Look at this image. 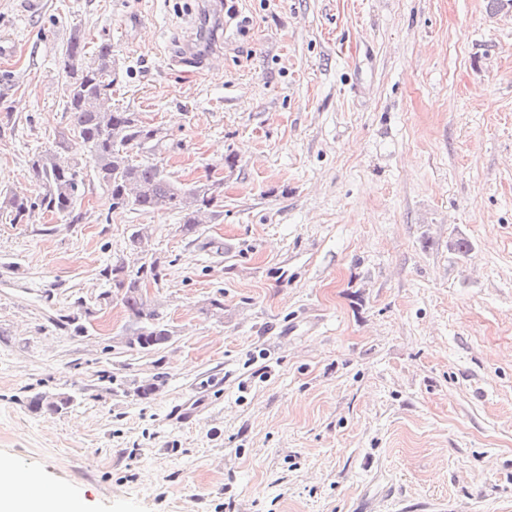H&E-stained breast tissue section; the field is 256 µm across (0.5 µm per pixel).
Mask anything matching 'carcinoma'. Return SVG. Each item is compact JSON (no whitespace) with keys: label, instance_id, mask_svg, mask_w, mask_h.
Segmentation results:
<instances>
[{"label":"carcinoma","instance_id":"1","mask_svg":"<svg viewBox=\"0 0 512 512\" xmlns=\"http://www.w3.org/2000/svg\"><path fill=\"white\" fill-rule=\"evenodd\" d=\"M62 74L69 81L65 105L68 124L60 132L53 149L34 155L29 164L35 193H12L0 199V219L25 224L36 212L60 218L71 215L77 200L85 193L84 175L77 153L86 151L92 162V177L106 194L114 210L130 209L142 214L174 211L181 216L183 230L197 231L201 217L217 207L223 182L206 177L191 184L173 179L163 167L132 156L135 149H152L158 129L143 122L137 112L112 106V43L101 40L88 52L76 30L62 53ZM157 262H144L137 269L115 265L103 270L116 289L115 299L137 324V340L130 347L151 351L168 343L171 330L157 307L144 295L148 280L158 281ZM73 403L62 395L56 405L41 403L34 396L35 411L58 413Z\"/></svg>","mask_w":512,"mask_h":512}]
</instances>
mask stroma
<instances>
[{
	"mask_svg": "<svg viewBox=\"0 0 512 512\" xmlns=\"http://www.w3.org/2000/svg\"><path fill=\"white\" fill-rule=\"evenodd\" d=\"M235 6L207 69L200 0H0V197L68 122L76 30L111 38L150 159L224 182L190 234L93 181L75 222L0 223V455L86 512H512V6ZM143 228L149 352L102 275Z\"/></svg>",
	"mask_w": 512,
	"mask_h": 512,
	"instance_id": "1",
	"label": "stroma"
}]
</instances>
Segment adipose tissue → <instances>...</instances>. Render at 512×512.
<instances>
[{
    "label": "adipose tissue",
    "mask_w": 512,
    "mask_h": 512,
    "mask_svg": "<svg viewBox=\"0 0 512 512\" xmlns=\"http://www.w3.org/2000/svg\"><path fill=\"white\" fill-rule=\"evenodd\" d=\"M13 461L0 456V512H78L77 505L69 497L55 492L41 493L42 481L37 473H27L25 490H17L20 480Z\"/></svg>",
    "instance_id": "obj_1"
}]
</instances>
